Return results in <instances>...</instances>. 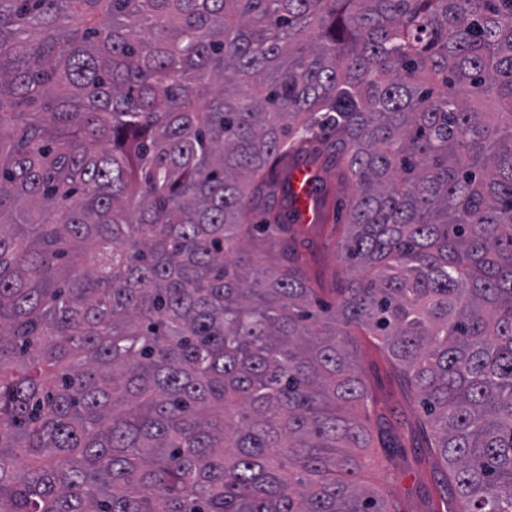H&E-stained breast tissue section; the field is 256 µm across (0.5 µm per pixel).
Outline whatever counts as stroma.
<instances>
[{"mask_svg": "<svg viewBox=\"0 0 512 512\" xmlns=\"http://www.w3.org/2000/svg\"><path fill=\"white\" fill-rule=\"evenodd\" d=\"M339 208V195H329L323 206L322 228L304 224L297 236L309 273L328 291L340 288L343 280L338 238L331 233ZM357 358L370 395V411L364 422L373 430L385 428L394 442L390 448L366 449L368 467L361 482L396 505L399 512H430L433 501L439 498V472L420 429L423 410L407 390L399 369L371 341L359 339Z\"/></svg>", "mask_w": 512, "mask_h": 512, "instance_id": "obj_1", "label": "stroma"}]
</instances>
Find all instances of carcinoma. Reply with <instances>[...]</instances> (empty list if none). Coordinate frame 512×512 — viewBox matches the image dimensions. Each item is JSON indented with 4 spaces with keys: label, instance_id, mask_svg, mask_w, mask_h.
<instances>
[{
    "label": "carcinoma",
    "instance_id": "1",
    "mask_svg": "<svg viewBox=\"0 0 512 512\" xmlns=\"http://www.w3.org/2000/svg\"><path fill=\"white\" fill-rule=\"evenodd\" d=\"M360 335L512 512V0H0V512H397ZM345 197L333 194L327 198L323 205L325 223L320 224L321 230L303 224L298 229L297 245L307 264L309 273L325 288L324 296L327 300L334 297L332 288H340L343 280V264L341 263L336 236L330 233L331 227L336 222L337 212L340 209V199ZM341 211V209H340Z\"/></svg>",
    "mask_w": 512,
    "mask_h": 512
}]
</instances>
